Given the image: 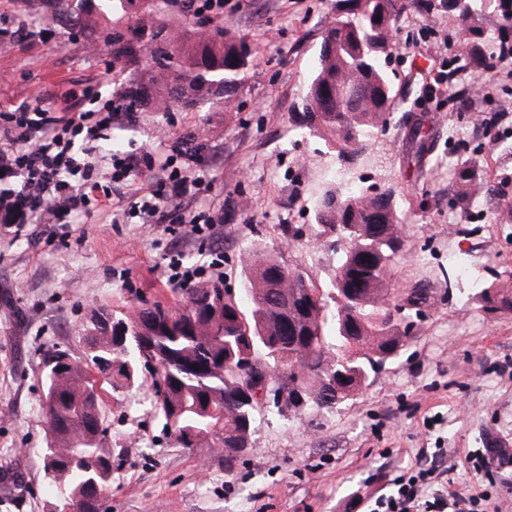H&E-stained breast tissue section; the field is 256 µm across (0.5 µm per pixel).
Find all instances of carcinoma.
<instances>
[{
    "label": "carcinoma",
    "mask_w": 512,
    "mask_h": 512,
    "mask_svg": "<svg viewBox=\"0 0 512 512\" xmlns=\"http://www.w3.org/2000/svg\"><path fill=\"white\" fill-rule=\"evenodd\" d=\"M157 0H47L46 8L75 25L92 15L136 11L135 26L113 27L112 64L133 73L121 83L126 111L234 112L253 62L251 45L230 31L187 32L192 20L155 19ZM488 8L512 28V0H336L324 28L317 66L297 106L296 125L325 141L342 161H354L387 125L394 91L385 66L392 32L412 8L422 14L448 12L460 20ZM450 186L457 208L467 211L482 190L479 162L456 163ZM313 234L335 254L328 287L314 286L305 270L270 253L254 255L241 296L224 295V284L180 290L182 304H159L133 315L99 314L88 330L87 358L66 350L47 358L44 377L48 438L41 452L56 456L44 473L72 512H99L98 494L110 489L112 460L102 448L98 426L105 415L97 378L112 390L137 389L148 358L151 374L169 380L153 407L165 430L183 448H219L224 471L250 445L267 408L247 391L270 376L287 391L294 416L309 408L333 411L355 398L369 379L393 361L429 306L424 288H393V272L405 257V219L392 188H324L316 197ZM494 309H512V290L485 292ZM191 432L196 440L187 441Z\"/></svg>",
    "instance_id": "1"
}]
</instances>
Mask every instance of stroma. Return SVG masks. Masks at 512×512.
Wrapping results in <instances>:
<instances>
[{"instance_id": "obj_1", "label": "stroma", "mask_w": 512, "mask_h": 512, "mask_svg": "<svg viewBox=\"0 0 512 512\" xmlns=\"http://www.w3.org/2000/svg\"><path fill=\"white\" fill-rule=\"evenodd\" d=\"M333 0H224L204 27H223L255 49L232 115L137 113L96 143H116L138 168L112 202L83 224L35 239L0 224V512H53L56 491L43 477L45 355L66 349L84 359L93 314L121 317L156 303L178 305L167 281L171 255L208 265L223 253L225 287L241 291L253 249L305 268L318 287L334 275V255L310 224L326 178L374 192L394 188L408 224L407 256L393 281L422 283L432 304L399 356L371 375L363 392L334 411L296 419L270 410L232 472L223 453L182 448L162 429L152 388L105 391L103 444L112 455L106 512H352L355 495L389 491L419 449L444 448L456 488L512 502V465L473 454L512 443V310L486 312L484 291L512 289V76L462 65L459 20L445 12L420 20L407 11L394 30L386 66L396 95L388 125L354 163L339 164L320 139L296 128L292 112L316 68ZM42 9L40 0H0V112L22 104L61 107L65 92L111 87L112 45ZM428 152L416 160L415 130ZM202 133L188 177L199 189L184 212L223 214L209 236L184 237L175 224H143L129 212L161 175L177 139ZM478 160L491 186L469 219L448 191V162ZM456 254L470 267L458 277Z\"/></svg>"}]
</instances>
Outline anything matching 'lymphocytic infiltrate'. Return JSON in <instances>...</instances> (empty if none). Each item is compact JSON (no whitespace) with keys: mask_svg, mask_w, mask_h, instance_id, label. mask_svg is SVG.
I'll use <instances>...</instances> for the list:
<instances>
[{"mask_svg":"<svg viewBox=\"0 0 512 512\" xmlns=\"http://www.w3.org/2000/svg\"><path fill=\"white\" fill-rule=\"evenodd\" d=\"M66 99L63 117L26 105L0 113L1 223H84L111 201L113 185L134 172L133 157L115 155L110 174H102L92 155L101 131L125 115L119 92L84 87ZM186 155L173 146L163 164L166 177L136 201L143 222L158 220L185 194L187 179L176 162ZM443 457V450H435L431 465L415 464L399 476L391 491L374 496L371 512H504L502 503L453 488L440 468Z\"/></svg>","mask_w":512,"mask_h":512,"instance_id":"obj_1","label":"lymphocytic infiltrate"}]
</instances>
